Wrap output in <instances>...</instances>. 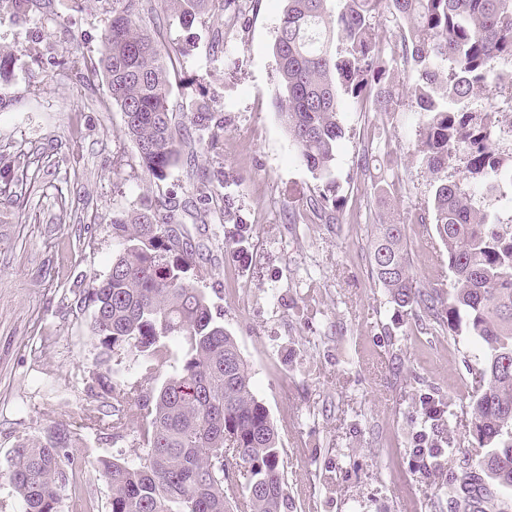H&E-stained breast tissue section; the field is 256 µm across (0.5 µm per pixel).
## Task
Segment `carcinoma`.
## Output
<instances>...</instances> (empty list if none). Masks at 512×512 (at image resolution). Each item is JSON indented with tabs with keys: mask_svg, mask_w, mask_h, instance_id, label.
<instances>
[{
	"mask_svg": "<svg viewBox=\"0 0 512 512\" xmlns=\"http://www.w3.org/2000/svg\"><path fill=\"white\" fill-rule=\"evenodd\" d=\"M144 0H112V19L98 63L73 62L77 73L103 74L125 117L141 166L154 182L166 180L179 159L168 108L171 55L136 19ZM184 28L211 7L235 0H161ZM286 0L274 53V87L281 122L301 163L324 184L322 200L338 211L335 161L344 135L343 97L369 100L389 112L398 97L389 60L376 43L373 19L388 5L402 34L398 53L413 80L406 97L426 115L419 155L432 176V208L414 216L431 224L447 248L453 274L448 299L413 285L405 225L380 220L370 240L372 273L400 307L423 308L455 336H470L482 352L469 394L472 437L484 455L461 469L458 489L470 512H498L512 493V224L482 208L484 195L512 185V153L495 135L512 125V110L490 102L472 110L489 87L512 92V0ZM207 104L191 113L200 134L214 127ZM457 167L458 175L448 174ZM177 193L167 189L112 222L123 247L106 277L87 289L92 336L101 362L131 355L141 377L107 385L111 411L89 420L116 439L137 428L144 449L137 464L99 457L110 489L109 512H284L287 492L278 432L253 391L238 344L213 315L199 286L190 240L179 241ZM182 346L181 368L150 385L168 343ZM63 419L43 438L13 449L7 478L22 512H60L68 475L82 472L85 448Z\"/></svg>",
	"mask_w": 512,
	"mask_h": 512,
	"instance_id": "1",
	"label": "carcinoma"
}]
</instances>
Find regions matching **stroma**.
<instances>
[{"mask_svg": "<svg viewBox=\"0 0 512 512\" xmlns=\"http://www.w3.org/2000/svg\"><path fill=\"white\" fill-rule=\"evenodd\" d=\"M286 0H239L191 29L149 0L143 28L179 46L168 106L181 155L153 184L124 133L97 58L110 0H0V512H22L8 479L18 440L66 419L93 455L138 463L136 432L99 441L86 418L93 374L134 381L129 357L100 365L91 307L120 243L112 222L171 189L196 248L200 282L248 365L280 436L288 512H467L459 458L478 459L465 385L481 362L470 337L450 339L420 308L392 303L370 273L380 215L405 224L417 285L448 290L444 245L415 224L432 180L415 149L423 113L399 102L377 114L341 103L339 223L312 208L323 190L297 158L273 104V44ZM213 105L200 142L188 116ZM215 188L210 202L201 186Z\"/></svg>", "mask_w": 512, "mask_h": 512, "instance_id": "stroma-1", "label": "stroma"}]
</instances>
